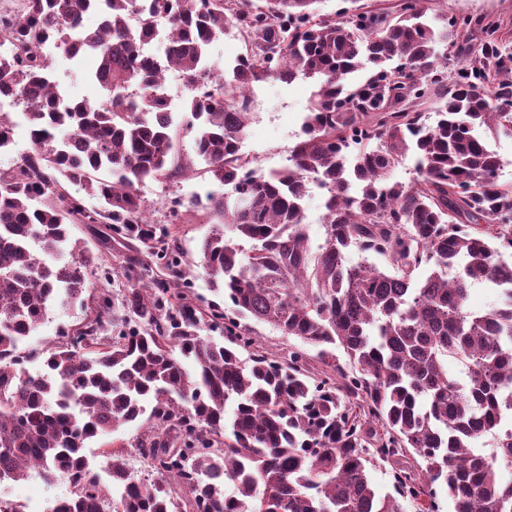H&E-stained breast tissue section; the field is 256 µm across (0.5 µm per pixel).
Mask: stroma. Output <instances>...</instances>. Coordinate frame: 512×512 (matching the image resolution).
I'll return each mask as SVG.
<instances>
[{"instance_id":"35a3bbf8","label":"stroma","mask_w":512,"mask_h":512,"mask_svg":"<svg viewBox=\"0 0 512 512\" xmlns=\"http://www.w3.org/2000/svg\"><path fill=\"white\" fill-rule=\"evenodd\" d=\"M445 3L450 4L455 13L484 16L494 21L497 37L512 45V0H432L431 6L438 9ZM316 89L317 85L311 79L288 84L270 77L253 83L251 118L241 144L243 156L251 160L253 167L269 172L287 166L290 152L302 135L309 101ZM170 94L176 107L172 114L173 127L181 132L178 149L182 156L193 159L194 170L188 177L171 183L147 182L142 185L141 193L150 206L151 220L177 237L183 259V278L192 289L196 304L204 309L220 307L224 304V294L214 291L199 263L200 244L212 226L205 211L192 205L193 200L204 198L212 183L203 162L195 158L192 134L184 130L190 118L189 113L181 109L186 92L176 82L172 84ZM99 230L96 224H77L72 226L71 234L80 240L86 254L101 256L103 264L111 267L110 296L117 301L129 286L123 270L126 258L140 251L141 245L136 241L116 243L110 254H102ZM86 313V308L80 306L66 311L53 308L35 336L27 340V348L53 345L59 339L60 329L77 327Z\"/></svg>"}]
</instances>
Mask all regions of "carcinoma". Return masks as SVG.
I'll return each mask as SVG.
<instances>
[{
  "label": "carcinoma",
  "mask_w": 512,
  "mask_h": 512,
  "mask_svg": "<svg viewBox=\"0 0 512 512\" xmlns=\"http://www.w3.org/2000/svg\"><path fill=\"white\" fill-rule=\"evenodd\" d=\"M318 2L17 0L0 10V93L23 105L32 145L0 169V484L67 483L53 512H404L405 500L438 512V487L452 512H512V190L488 146L512 136V50L484 36V19L446 5L400 0L391 13L344 8L333 19ZM87 9L106 26L78 28ZM157 25L163 55L140 53ZM230 32L246 52L219 69L208 52ZM48 46L70 62L97 55L91 80L110 104L59 108ZM171 66L218 186L203 205L213 229L201 264L239 314L300 341L286 357L196 305L177 240L148 219L140 186L191 171L154 94L152 77ZM359 71L370 76L353 86ZM269 76L319 85L288 166L259 173L240 153L242 88ZM204 84L213 92L202 96ZM430 101L433 116L419 111ZM409 155L416 177L392 181ZM313 185L326 193L314 251L302 207ZM102 222L104 249L134 239L165 275L141 285L148 264L128 258L138 283L122 317L103 295L82 330L27 353L43 372L18 369L19 344L49 309L95 291L70 228ZM476 284L498 289L502 306L468 309ZM220 323L227 346L207 334ZM144 415L134 450L151 477L114 448L109 490L83 451ZM407 453L418 468L394 471V493L381 492L373 469Z\"/></svg>",
  "instance_id": "obj_1"
}]
</instances>
